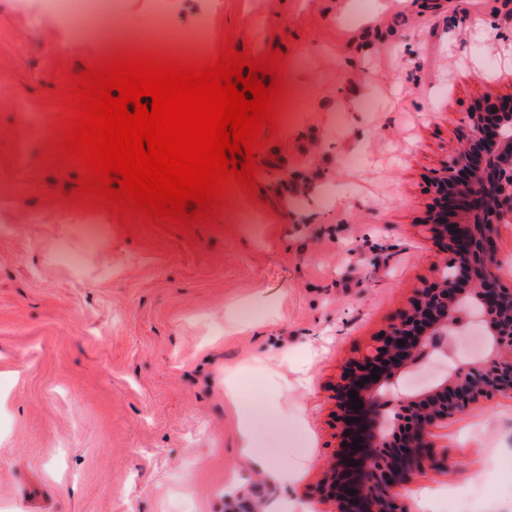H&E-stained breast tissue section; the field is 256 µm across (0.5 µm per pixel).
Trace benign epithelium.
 Returning a JSON list of instances; mask_svg holds the SVG:
<instances>
[{
  "instance_id": "7a95c632",
  "label": "benign epithelium",
  "mask_w": 512,
  "mask_h": 512,
  "mask_svg": "<svg viewBox=\"0 0 512 512\" xmlns=\"http://www.w3.org/2000/svg\"><path fill=\"white\" fill-rule=\"evenodd\" d=\"M486 97L488 106L464 118L465 144L435 183L426 230L449 259L336 384L338 452L313 491L332 505L327 512H409L398 489L427 467L448 466L434 451L435 431L483 400L512 396V287L502 284L500 247L501 226L512 224V95ZM469 308L486 324L484 357L427 389L393 391L403 374L447 350ZM352 390L363 408L352 407Z\"/></svg>"
}]
</instances>
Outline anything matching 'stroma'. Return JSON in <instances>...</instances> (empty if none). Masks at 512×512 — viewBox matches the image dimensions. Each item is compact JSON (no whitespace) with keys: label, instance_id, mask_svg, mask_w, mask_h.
Segmentation results:
<instances>
[{"label":"stroma","instance_id":"obj_1","mask_svg":"<svg viewBox=\"0 0 512 512\" xmlns=\"http://www.w3.org/2000/svg\"><path fill=\"white\" fill-rule=\"evenodd\" d=\"M15 2L0 0V512H317L334 388L446 261L424 229L434 182L488 87L512 93V0H376L363 17L356 0H217L207 14L181 0L183 29L203 18L253 55L282 50L257 196L231 189L191 237L105 214L110 234L79 270L49 255L64 240L82 250L87 210L56 196L69 171L43 155L60 79L89 54ZM435 441L448 465L401 489L410 512H425L423 488L482 484L475 512H512V470L493 468L512 460V398Z\"/></svg>","mask_w":512,"mask_h":512}]
</instances>
